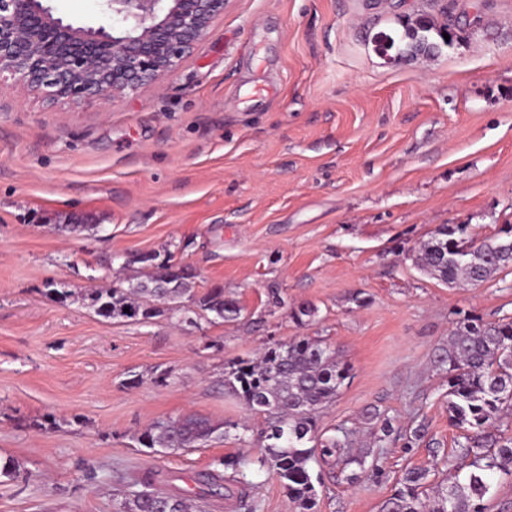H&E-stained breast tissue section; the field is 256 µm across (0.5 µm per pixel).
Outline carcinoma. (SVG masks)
<instances>
[{
  "label": "carcinoma",
  "mask_w": 512,
  "mask_h": 512,
  "mask_svg": "<svg viewBox=\"0 0 512 512\" xmlns=\"http://www.w3.org/2000/svg\"><path fill=\"white\" fill-rule=\"evenodd\" d=\"M459 21L448 13L442 25L415 21L403 25L397 57L419 52L436 55L451 47ZM449 40H444L443 33ZM468 225L442 224L412 250L414 264L426 274L448 284L479 283L499 272L512 270V226L476 244L467 240ZM135 261L153 268L143 278L127 280L125 288L76 291L45 284L46 295L63 303L78 294L108 319L143 321L181 310L186 298L214 320L234 321L241 308L215 286L198 297L190 293L194 274L172 256L145 253ZM437 367L448 374V418L467 431L455 444L454 456L470 460L469 470L457 467L433 483L429 469L408 468L379 512H486L484 499L494 479L512 477V439L496 437L490 428L504 412L512 410V318L496 322L465 315L456 322L447 344L437 356ZM349 363L320 339L299 336L268 348L259 361H241L224 375V387L238 396L245 408L261 414L266 429L257 456L220 459L216 469L195 480L193 495L185 490L160 491L158 472L132 473L122 491L117 512H190L192 497L225 499L233 488L248 483L246 469L254 464L275 475L297 503L299 512H314L316 489L312 465L337 468L347 482L359 481L367 471L372 450L354 452V432L345 427L328 431L317 426V413L332 402L351 378ZM237 424L215 423L194 414L159 420L138 436V442L159 453L193 448L200 442L221 441Z\"/></svg>",
  "instance_id": "cac0c4a2"
}]
</instances>
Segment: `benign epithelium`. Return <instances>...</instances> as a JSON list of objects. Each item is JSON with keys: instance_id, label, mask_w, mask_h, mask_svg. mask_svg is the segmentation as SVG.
<instances>
[{"instance_id": "obj_1", "label": "benign epithelium", "mask_w": 512, "mask_h": 512, "mask_svg": "<svg viewBox=\"0 0 512 512\" xmlns=\"http://www.w3.org/2000/svg\"><path fill=\"white\" fill-rule=\"evenodd\" d=\"M112 28L74 26L43 0H0V81H23L43 98H121L164 83L229 0H103Z\"/></svg>"}]
</instances>
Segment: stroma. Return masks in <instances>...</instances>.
Listing matches in <instances>:
<instances>
[{"mask_svg": "<svg viewBox=\"0 0 512 512\" xmlns=\"http://www.w3.org/2000/svg\"><path fill=\"white\" fill-rule=\"evenodd\" d=\"M47 4L112 25L101 0ZM408 17L445 20L436 0H229L162 89L74 103L0 83V460L19 469L0 512H116L120 475L148 468L192 489L266 427L225 369L295 336L352 366L319 428L362 448L367 413L394 427L370 476L322 472L316 512H379L404 468L430 464L429 441L452 452L434 359L464 315L512 318V273L451 286L408 250L441 224L476 242L512 224V0H483L453 47L401 61L378 41ZM148 252L193 267L194 294L223 287L240 317L190 305L123 322L45 294L142 276L123 260ZM184 414L247 424L248 441L138 444ZM421 423L428 441L407 443ZM247 478L252 512H299L275 475Z\"/></svg>", "mask_w": 512, "mask_h": 512, "instance_id": "1", "label": "stroma"}]
</instances>
